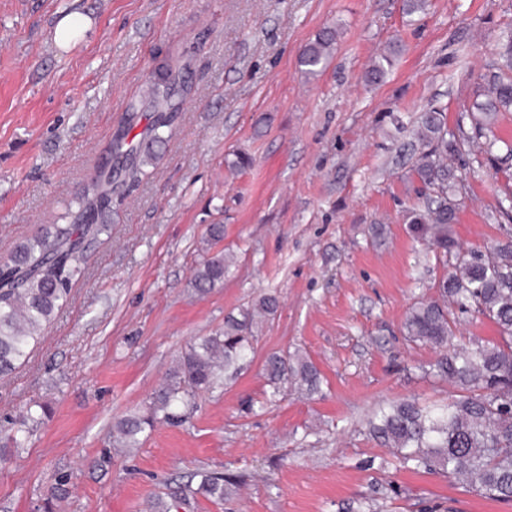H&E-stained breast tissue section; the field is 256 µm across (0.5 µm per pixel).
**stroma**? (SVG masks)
Masks as SVG:
<instances>
[{"label": "stroma", "instance_id": "35a3bbf8", "mask_svg": "<svg viewBox=\"0 0 512 512\" xmlns=\"http://www.w3.org/2000/svg\"><path fill=\"white\" fill-rule=\"evenodd\" d=\"M0 0V258L58 223L144 92L155 60L190 64L192 89L173 135L150 148L149 178L113 194L110 229L91 251L41 344L0 382V438L30 406L50 415L0 460V512H145L199 472L238 477L228 498H192L182 512H512L447 477L399 467L370 435L379 404L444 403L453 386L421 376L428 346L401 331L445 269L406 231L418 202L410 169L417 121L485 102L512 0ZM91 26L57 46L68 14ZM338 29L325 70L298 65L303 48ZM383 82L364 74L391 45ZM503 142L469 157L454 238L483 247L512 237L495 219L512 186V112ZM250 168L228 166L234 154ZM224 238L208 240L210 225ZM223 253V285H191L204 257ZM279 305L258 323L250 362L158 422L135 448L112 442L190 344L262 296ZM319 368V393L284 385L274 403L269 354Z\"/></svg>", "mask_w": 512, "mask_h": 512}]
</instances>
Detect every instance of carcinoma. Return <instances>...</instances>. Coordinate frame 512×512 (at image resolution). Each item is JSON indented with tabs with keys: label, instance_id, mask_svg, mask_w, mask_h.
Returning <instances> with one entry per match:
<instances>
[{
	"label": "carcinoma",
	"instance_id": "carcinoma-1",
	"mask_svg": "<svg viewBox=\"0 0 512 512\" xmlns=\"http://www.w3.org/2000/svg\"><path fill=\"white\" fill-rule=\"evenodd\" d=\"M335 41L336 29H323L303 49L298 60L301 70L316 75L325 69ZM398 54L394 45L375 60L367 72L368 81H381ZM492 68L496 73L488 81L486 102L476 114L462 111L457 136L448 138L442 111L431 109L421 116L420 151L411 169L423 193L422 204L408 213V233L451 271L435 283L432 297L409 309L403 333L407 341L435 349L424 375L433 383L452 384L456 394L436 409L416 399L391 403L374 414L370 428L394 449L405 467L438 471L481 496L512 500V239L483 250L463 249L450 234V225L457 221L455 195L466 170V146L475 136H487L496 113L512 109V33L500 45ZM176 83L170 63L161 60L146 93L130 102L126 121L112 142L113 158L121 166V187L148 178L147 162L130 132L147 110L148 123L138 136L143 141H164L182 104ZM467 120L470 133L464 126ZM115 190L112 173L99 172L91 189L67 206L64 218L70 223L44 225L39 235L21 242L0 261V380L25 362L67 302L88 253L107 230L100 217L112 207ZM227 272L224 255L216 254L200 263L193 287L207 292L224 283ZM277 307V298L265 295L239 316L227 317L224 330L191 345L150 406L118 422V443L133 447L159 419L178 420L174 408L190 404L197 394L217 384L222 373L238 369L253 352L257 318L273 314ZM457 311L493 322L500 340L454 342ZM265 370L276 392L284 381L310 393L320 389L319 369L298 355L273 353L266 359ZM230 491L231 482L223 475L204 473L197 488L184 486L169 503L158 496L149 512H172L198 494L222 500Z\"/></svg>",
	"mask_w": 512,
	"mask_h": 512
}]
</instances>
